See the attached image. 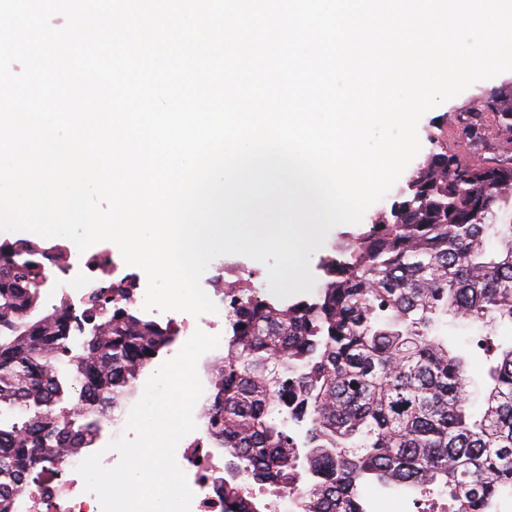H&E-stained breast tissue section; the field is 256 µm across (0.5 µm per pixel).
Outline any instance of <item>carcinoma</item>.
Wrapping results in <instances>:
<instances>
[{"instance_id": "carcinoma-1", "label": "carcinoma", "mask_w": 512, "mask_h": 512, "mask_svg": "<svg viewBox=\"0 0 512 512\" xmlns=\"http://www.w3.org/2000/svg\"><path fill=\"white\" fill-rule=\"evenodd\" d=\"M491 98L494 108L450 117L470 142H493L490 161L466 163L429 135L390 211L324 259L315 298L280 303L249 288L233 302L204 432L293 512H369L368 485L445 493L448 512L512 499V346L488 368L477 416L464 355L441 333L450 315L480 324L490 358L496 326L512 323V94ZM42 288L38 253L0 243V512L56 448L96 444L113 398H128L173 341L119 308L41 314ZM98 325L109 332L94 339ZM15 410L22 419L6 418ZM224 512L275 506L230 479Z\"/></svg>"}]
</instances>
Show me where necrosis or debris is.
I'll list each match as a JSON object with an SVG mask.
<instances>
[{"label":"necrosis or debris","mask_w":512,"mask_h":512,"mask_svg":"<svg viewBox=\"0 0 512 512\" xmlns=\"http://www.w3.org/2000/svg\"><path fill=\"white\" fill-rule=\"evenodd\" d=\"M34 247L48 249L54 256L53 262L45 266L44 293L49 298L71 306L78 315L100 302V288L110 285L109 301L100 302L105 311L122 308L142 319L170 327L181 344L198 328L211 335H223L233 300L247 285L246 279L241 277L232 281L221 277L213 279L206 293L217 310L198 317L174 310H147L143 307L144 289L129 287L127 268L115 257L111 247H104L101 253L90 256L76 255L67 243L46 247L38 241ZM183 456L182 471L193 492L194 512H224L223 451L212 448L201 434L189 440ZM82 460V455L70 453L48 459L44 475L31 484L23 499L12 504L11 512H102L97 497L85 492L83 479L76 471Z\"/></svg>","instance_id":"obj_1"}]
</instances>
